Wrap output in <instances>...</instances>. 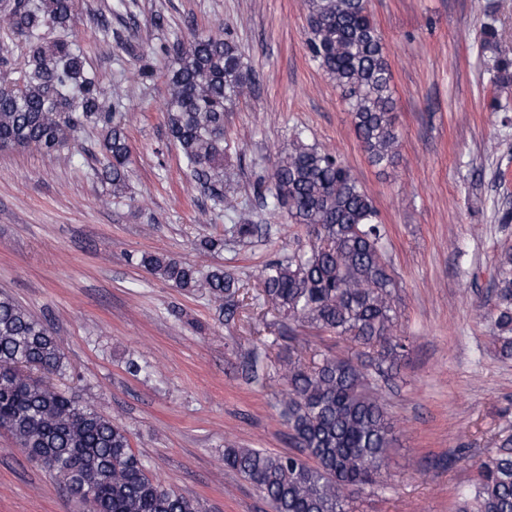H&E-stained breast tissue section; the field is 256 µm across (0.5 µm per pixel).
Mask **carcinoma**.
Listing matches in <instances>:
<instances>
[{"mask_svg":"<svg viewBox=\"0 0 512 512\" xmlns=\"http://www.w3.org/2000/svg\"><path fill=\"white\" fill-rule=\"evenodd\" d=\"M306 46L336 84L368 160L393 163L400 136L392 120V70L366 0H305ZM78 0H0V149L47 153L74 146L78 133H103L108 163L96 175L126 197L130 157L125 128L99 100L100 77L84 50L60 36L73 30ZM493 53L496 82L512 81V59L498 56V33L482 29ZM165 104L171 142L204 201L236 214L227 229L247 240L258 227L237 212L231 194L237 168L224 137V114L233 111L253 74L234 37L194 33L174 48ZM270 193L291 224L311 231L309 250L287 262L271 261L260 274L263 291L286 318L372 351L375 373L390 376L406 339L394 334L393 279L384 259L385 229L372 198L334 153L295 136L280 157ZM144 269L186 292L206 290L234 317L239 280L221 267L202 273L167 254H144ZM496 341L512 356V269L495 288ZM64 353L47 324L8 296L0 297V428L18 448L68 488L91 512H200L198 504L164 486L135 453L126 428L80 395L51 385L62 375ZM282 405L297 452L224 448V466L250 481L275 512H347L348 498L379 483L394 438L384 404L368 391L361 367L335 357L312 366L288 359ZM472 492L458 512H512V438L479 465Z\"/></svg>","mask_w":512,"mask_h":512,"instance_id":"obj_1","label":"carcinoma"}]
</instances>
